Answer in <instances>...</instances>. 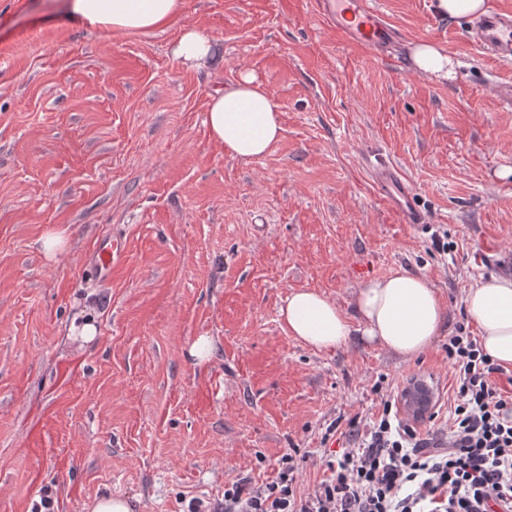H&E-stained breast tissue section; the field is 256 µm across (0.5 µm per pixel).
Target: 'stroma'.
<instances>
[{
    "mask_svg": "<svg viewBox=\"0 0 512 512\" xmlns=\"http://www.w3.org/2000/svg\"><path fill=\"white\" fill-rule=\"evenodd\" d=\"M184 2L138 34L52 21L55 0H0V512H29L47 483L57 512L105 494L186 512L225 482L271 479L285 453L311 489L327 427L373 420L381 391L431 377L447 420L445 346L476 329L464 292L512 276V103L498 92L512 65L467 40L472 18L377 0L407 44L381 59L315 0ZM188 27L215 46L204 69L172 55ZM421 41L448 53L454 79L414 69ZM244 72L282 126L249 162L204 123L210 95ZM381 162L414 183L429 224L400 223L378 197ZM50 232L65 239L51 258ZM109 238L121 253L102 282L89 262ZM401 269L428 278L448 321L418 354L357 336L315 350L280 317L293 291L345 309ZM201 336L204 358L190 353Z\"/></svg>",
    "mask_w": 512,
    "mask_h": 512,
    "instance_id": "stroma-1",
    "label": "stroma"
}]
</instances>
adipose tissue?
<instances>
[{
	"mask_svg": "<svg viewBox=\"0 0 512 512\" xmlns=\"http://www.w3.org/2000/svg\"><path fill=\"white\" fill-rule=\"evenodd\" d=\"M183 0H60L55 20L94 32L147 33L167 25ZM205 124L226 154L242 160L265 155L281 136L277 107L253 75H242L212 95ZM482 346L496 363L512 367V279L474 282L464 296ZM280 316L289 333L316 349L358 336L399 356L425 348L445 329L442 301L422 276L395 271L356 288L350 310L313 290L289 295Z\"/></svg>",
	"mask_w": 512,
	"mask_h": 512,
	"instance_id": "1",
	"label": "adipose tissue"
}]
</instances>
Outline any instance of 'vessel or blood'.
<instances>
[{
  "mask_svg": "<svg viewBox=\"0 0 512 512\" xmlns=\"http://www.w3.org/2000/svg\"><path fill=\"white\" fill-rule=\"evenodd\" d=\"M321 7L326 19L352 45L384 52L401 38L374 0H321ZM471 40L495 60L511 64L512 12L489 11L479 19ZM373 183L380 199L397 213L401 223H425L426 216L415 202L414 187L400 170L391 165L378 166Z\"/></svg>",
  "mask_w": 512,
  "mask_h": 512,
  "instance_id": "obj_1",
  "label": "vessel or blood"
}]
</instances>
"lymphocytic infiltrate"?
Masks as SVG:
<instances>
[{
  "label": "lymphocytic infiltrate",
  "mask_w": 512,
  "mask_h": 512,
  "mask_svg": "<svg viewBox=\"0 0 512 512\" xmlns=\"http://www.w3.org/2000/svg\"><path fill=\"white\" fill-rule=\"evenodd\" d=\"M454 373L449 425L421 431L382 398V412L350 419L348 443L312 490L297 486L291 454L261 485L241 477L214 502L191 500L187 512H512V372L458 328L446 348Z\"/></svg>",
  "instance_id": "f902f5d3"
}]
</instances>
